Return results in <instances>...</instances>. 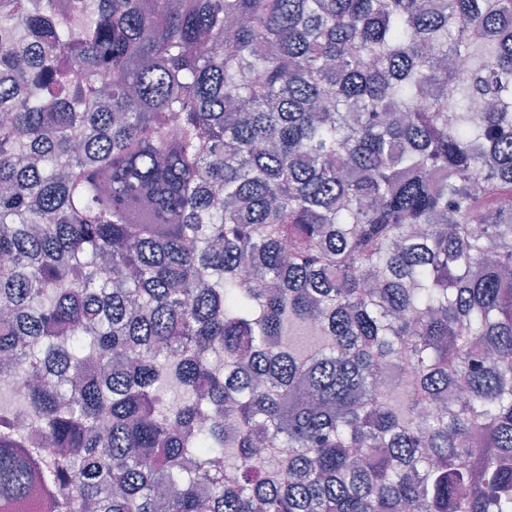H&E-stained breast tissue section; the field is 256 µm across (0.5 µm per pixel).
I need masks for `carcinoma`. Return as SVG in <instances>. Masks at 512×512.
<instances>
[{"label":"carcinoma","mask_w":512,"mask_h":512,"mask_svg":"<svg viewBox=\"0 0 512 512\" xmlns=\"http://www.w3.org/2000/svg\"><path fill=\"white\" fill-rule=\"evenodd\" d=\"M0 298V512H512V0H0Z\"/></svg>","instance_id":"1"}]
</instances>
